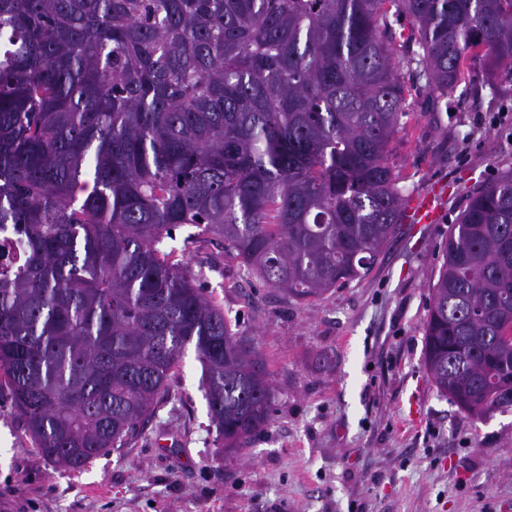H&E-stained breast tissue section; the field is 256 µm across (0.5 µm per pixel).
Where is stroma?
<instances>
[{
	"instance_id": "obj_1",
	"label": "stroma",
	"mask_w": 512,
	"mask_h": 512,
	"mask_svg": "<svg viewBox=\"0 0 512 512\" xmlns=\"http://www.w3.org/2000/svg\"><path fill=\"white\" fill-rule=\"evenodd\" d=\"M405 110L390 154L403 195L440 184L448 200L438 223L400 224L362 279L298 300L248 276L218 239L186 245L193 227L162 243L257 352L272 388L261 433L220 452L190 348L132 447L78 471L42 459L0 396V512H512V405L460 411L422 358L448 228L468 191L512 168V92L462 84Z\"/></svg>"
}]
</instances>
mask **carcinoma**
<instances>
[{"label": "carcinoma", "instance_id": "1", "mask_svg": "<svg viewBox=\"0 0 512 512\" xmlns=\"http://www.w3.org/2000/svg\"><path fill=\"white\" fill-rule=\"evenodd\" d=\"M5 32L0 392L70 471L131 447L190 346L218 447L269 423L255 352L160 248L172 231L319 298L403 222L406 98L512 81V0H0ZM506 311L512 169L466 196L430 284L424 365L473 416L512 405Z\"/></svg>", "mask_w": 512, "mask_h": 512}]
</instances>
